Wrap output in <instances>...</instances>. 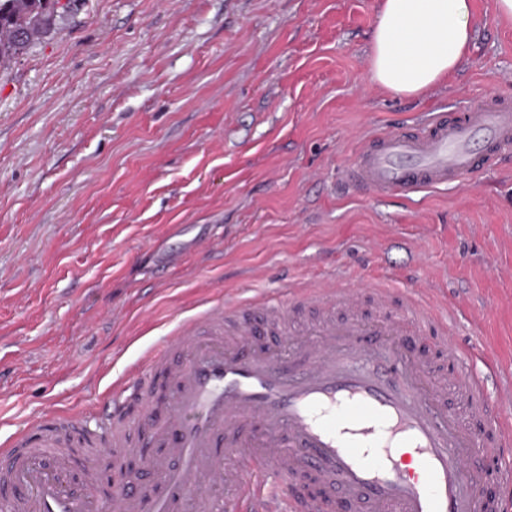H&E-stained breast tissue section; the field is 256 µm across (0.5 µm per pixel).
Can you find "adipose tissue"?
I'll return each instance as SVG.
<instances>
[{"label": "adipose tissue", "instance_id": "ef3b65f1", "mask_svg": "<svg viewBox=\"0 0 512 512\" xmlns=\"http://www.w3.org/2000/svg\"><path fill=\"white\" fill-rule=\"evenodd\" d=\"M472 12V0H380L372 82L398 96H418L443 84L467 56Z\"/></svg>", "mask_w": 512, "mask_h": 512}]
</instances>
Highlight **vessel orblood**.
<instances>
[{
  "label": "vessel or blood",
  "mask_w": 512,
  "mask_h": 512,
  "mask_svg": "<svg viewBox=\"0 0 512 512\" xmlns=\"http://www.w3.org/2000/svg\"><path fill=\"white\" fill-rule=\"evenodd\" d=\"M512 155V99L486 94L463 110L366 135L344 181L390 198L443 189ZM310 340L289 358L267 351L308 311ZM455 315L433 289L395 296L383 284L335 280L287 300L225 295L184 320L122 384L141 400L102 409L98 444L137 446L150 482L123 479L112 499L66 480L46 449L64 445L66 417L19 429L0 464V512H204L232 485L224 512H504L486 491L478 454L498 457L512 485V420L493 413L480 377L453 342ZM433 336L450 369L436 373L415 333ZM318 490L293 496L298 479Z\"/></svg>",
  "instance_id": "vessel-or-blood-1"
}]
</instances>
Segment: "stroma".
<instances>
[{
  "instance_id": "35a3bbf8",
  "label": "stroma",
  "mask_w": 512,
  "mask_h": 512,
  "mask_svg": "<svg viewBox=\"0 0 512 512\" xmlns=\"http://www.w3.org/2000/svg\"><path fill=\"white\" fill-rule=\"evenodd\" d=\"M494 2L473 0L462 69L420 96L370 80L379 0H75L1 64L0 450L49 410L97 427L117 382L209 300L332 272L435 288L512 415V158L408 198L340 180L365 132L512 97ZM56 455L94 465L110 497L111 450Z\"/></svg>"
}]
</instances>
